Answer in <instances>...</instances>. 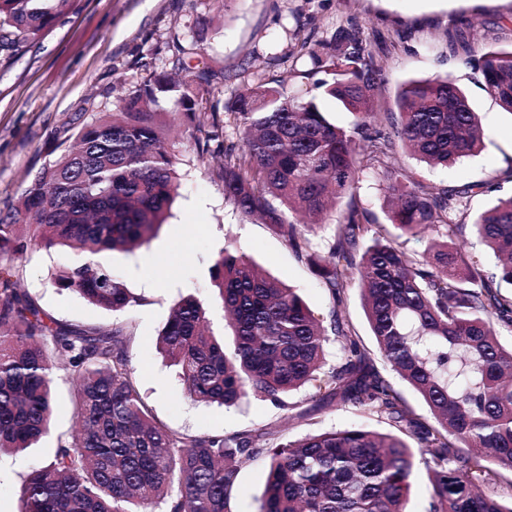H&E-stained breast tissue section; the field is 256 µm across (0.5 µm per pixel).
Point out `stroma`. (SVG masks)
I'll return each instance as SVG.
<instances>
[{"mask_svg":"<svg viewBox=\"0 0 512 512\" xmlns=\"http://www.w3.org/2000/svg\"><path fill=\"white\" fill-rule=\"evenodd\" d=\"M358 29L367 50L388 73L378 91L379 109L392 112L402 83L452 75L478 114L484 149L448 167H431L407 153L399 160L409 175L437 189L498 176L500 193L512 195V114L484 87L475 64L481 48L512 47V0H78L74 11L57 19L34 41L0 38V205L14 200L29 180L57 156L62 124L90 123L118 111L122 89L134 88L185 66H206L213 77L206 114L188 123L174 98H159L156 109L176 142L179 195L158 234L130 253L105 251L98 264L112 270L140 296L123 317L132 321V376L151 417L190 435L264 431L270 442L300 438L330 428L361 424L384 431L388 425L353 407L335 409L305 389L282 409L259 397L224 408L187 399L173 368L157 350V337L171 307L187 295L206 308L216 333L232 343L212 276L225 247L243 252L287 285L298 289L315 316L331 309L349 322L383 376L391 371L376 351L358 286L333 304L320 278L304 258L268 225L250 221L224 199L217 162L199 160L213 122H222L224 140H240L227 114L235 95L247 86L285 78L289 93L315 96L318 75L301 41H329L343 29ZM480 41H472L469 30ZM490 196L468 199L456 212L457 243L484 267L494 257L471 224ZM72 251L37 250L15 259L25 288L63 324L109 325L111 312L89 304L73 291L53 285L56 271L81 262ZM77 392L66 371L54 375V412L48 436L23 452L0 457V512H20L24 478L51 457L58 438L74 430ZM267 459L257 454L240 468L230 499L231 512H258Z\"/></svg>","mask_w":512,"mask_h":512,"instance_id":"stroma-1","label":"stroma"}]
</instances>
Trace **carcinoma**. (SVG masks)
Wrapping results in <instances>:
<instances>
[{
    "label": "carcinoma",
    "mask_w": 512,
    "mask_h": 512,
    "mask_svg": "<svg viewBox=\"0 0 512 512\" xmlns=\"http://www.w3.org/2000/svg\"><path fill=\"white\" fill-rule=\"evenodd\" d=\"M75 0H0V30L17 41L49 30ZM299 52L324 68L320 96L354 115L331 122L317 97L288 95L285 80L239 95L232 110L242 143L221 149L224 196L308 255L310 235L354 195L363 174L379 176L389 224L353 208L334 225L317 263L334 301L358 280L378 352L426 403L432 422L412 416L392 383L367 364L365 349L338 310L323 324L302 295L248 256L226 247L213 265L218 300L231 319L224 349L192 296L174 304L157 348L177 369L184 394L231 407L253 394L285 407L305 387L321 400L387 421L391 430L331 429L261 449L262 433L192 436L155 422L135 385L129 346L134 327L64 325L20 287L2 262L37 249L67 247L87 257L131 252L155 237L178 190L176 156L151 104L175 96L190 117L204 109L205 70L158 77L129 91L117 112L72 126L58 158L17 201L0 208V455L48 434L56 358L78 394V429L60 438L47 463L23 481L21 512H229L240 465L265 451L269 466L259 512H407L416 459L433 489L428 512H512L480 490L485 458L512 470V348L496 326H512V196L472 215L498 259L488 271L453 238V213L493 180L436 192L398 164L401 147L430 165L476 155L484 143L477 113L450 76L410 80L397 117L375 112L387 81L356 31ZM477 68L486 89L512 112V49L484 48ZM279 206L270 203V199ZM309 218L294 224L286 213ZM434 234L421 252L406 240ZM54 285L121 313L139 303L112 271L91 261L60 270ZM337 362L326 366L330 340Z\"/></svg>",
    "instance_id": "cac0c4a2"
}]
</instances>
